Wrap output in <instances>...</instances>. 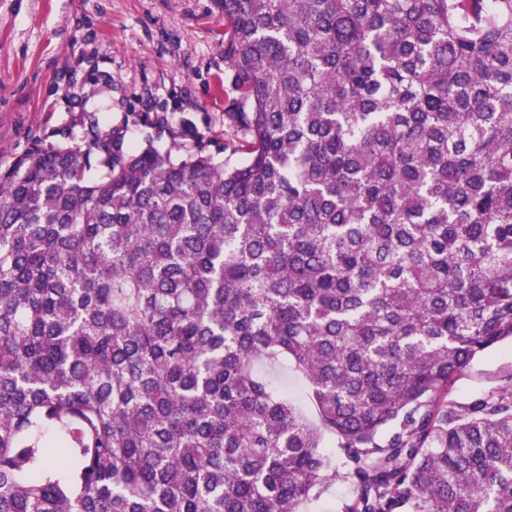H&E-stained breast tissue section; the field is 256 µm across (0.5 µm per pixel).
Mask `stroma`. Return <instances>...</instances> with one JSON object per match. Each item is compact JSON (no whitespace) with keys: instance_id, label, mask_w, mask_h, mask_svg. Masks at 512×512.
Here are the masks:
<instances>
[{"instance_id":"1","label":"stroma","mask_w":512,"mask_h":512,"mask_svg":"<svg viewBox=\"0 0 512 512\" xmlns=\"http://www.w3.org/2000/svg\"><path fill=\"white\" fill-rule=\"evenodd\" d=\"M217 0H0V172L34 144L84 143L89 127L123 136L127 151L203 140L240 163L228 143L234 71ZM310 420L306 381L266 366ZM512 384V344L475 359L449 398L468 405Z\"/></svg>"}]
</instances>
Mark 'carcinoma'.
Masks as SVG:
<instances>
[{"mask_svg":"<svg viewBox=\"0 0 512 512\" xmlns=\"http://www.w3.org/2000/svg\"><path fill=\"white\" fill-rule=\"evenodd\" d=\"M221 4L242 163L0 173V512H302L325 434L342 512H512V385L448 401L512 343V0ZM259 369L268 373L281 391H288V397L312 422H316L318 415L312 402L310 389L306 381L298 375L288 364L286 366H270L261 364Z\"/></svg>","mask_w":512,"mask_h":512,"instance_id":"obj_1","label":"carcinoma"}]
</instances>
